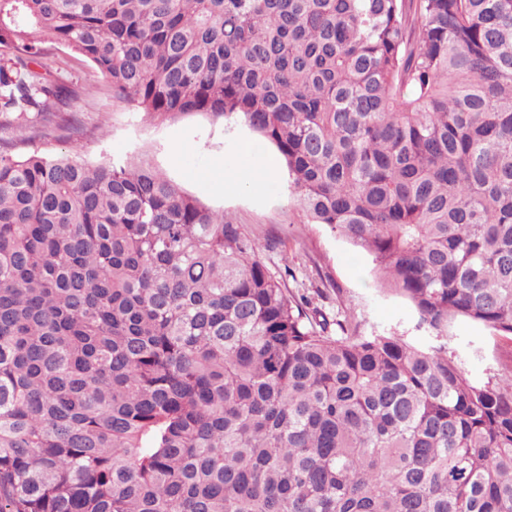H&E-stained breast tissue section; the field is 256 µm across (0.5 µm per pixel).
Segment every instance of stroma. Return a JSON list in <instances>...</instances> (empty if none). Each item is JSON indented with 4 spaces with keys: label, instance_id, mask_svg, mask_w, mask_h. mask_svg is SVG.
<instances>
[{
    "label": "stroma",
    "instance_id": "obj_1",
    "mask_svg": "<svg viewBox=\"0 0 512 512\" xmlns=\"http://www.w3.org/2000/svg\"><path fill=\"white\" fill-rule=\"evenodd\" d=\"M51 58L52 79L76 90L78 109L58 113L48 139L39 137L35 116L17 120L8 132L12 153L36 147L65 153L77 141L91 162L145 159L182 191L241 225L272 272L287 271L290 292L306 295L328 318L354 317L362 336L393 332L415 345L427 343L407 300L381 291L371 256L307 222L291 198L287 174L253 191H221L241 161L242 142L255 136L245 123L206 113L162 120L135 111L113 96L91 66L66 50H52ZM449 334V351L473 381H487L512 366L511 336L465 320L454 322Z\"/></svg>",
    "mask_w": 512,
    "mask_h": 512
}]
</instances>
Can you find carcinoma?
Here are the masks:
<instances>
[{
  "instance_id": "1",
  "label": "carcinoma",
  "mask_w": 512,
  "mask_h": 512,
  "mask_svg": "<svg viewBox=\"0 0 512 512\" xmlns=\"http://www.w3.org/2000/svg\"><path fill=\"white\" fill-rule=\"evenodd\" d=\"M0 114L47 46L163 120L234 117L429 342L310 315L237 224L132 159L0 150V512H512V0H0ZM448 352L460 360L468 376L476 382L506 373L512 364V337L466 320H457L450 327Z\"/></svg>"
}]
</instances>
